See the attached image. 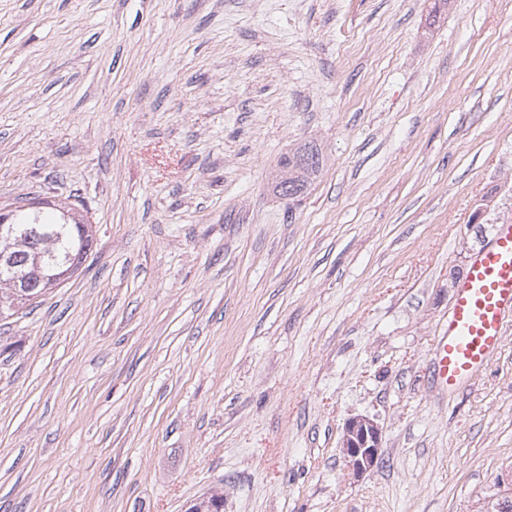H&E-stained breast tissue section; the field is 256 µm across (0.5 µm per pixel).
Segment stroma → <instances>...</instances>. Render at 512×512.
<instances>
[{
	"instance_id": "obj_1",
	"label": "stroma",
	"mask_w": 512,
	"mask_h": 512,
	"mask_svg": "<svg viewBox=\"0 0 512 512\" xmlns=\"http://www.w3.org/2000/svg\"><path fill=\"white\" fill-rule=\"evenodd\" d=\"M311 143L307 192L275 193ZM78 196L79 270L0 317V512H479L512 332L425 363L512 221V0H0V204ZM380 464L353 477L346 420ZM323 166V156L316 145L304 144L280 160V174L274 190L296 198L304 194ZM382 429L365 416L350 417L344 426L341 448L354 477L372 470L380 461Z\"/></svg>"
}]
</instances>
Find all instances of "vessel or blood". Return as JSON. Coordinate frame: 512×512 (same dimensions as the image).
I'll return each instance as SVG.
<instances>
[{
	"mask_svg": "<svg viewBox=\"0 0 512 512\" xmlns=\"http://www.w3.org/2000/svg\"><path fill=\"white\" fill-rule=\"evenodd\" d=\"M512 329V222L496 225L492 239L471 259L434 337L428 373L434 387L468 386L489 365Z\"/></svg>",
	"mask_w": 512,
	"mask_h": 512,
	"instance_id": "obj_1",
	"label": "vessel or blood"
}]
</instances>
